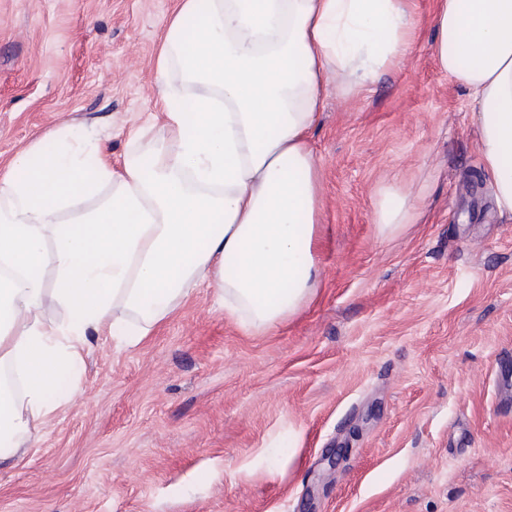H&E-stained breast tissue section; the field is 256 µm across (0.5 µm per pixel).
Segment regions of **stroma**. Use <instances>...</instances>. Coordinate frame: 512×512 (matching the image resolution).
Returning a JSON list of instances; mask_svg holds the SVG:
<instances>
[{
  "label": "stroma",
  "instance_id": "35a3bbf8",
  "mask_svg": "<svg viewBox=\"0 0 512 512\" xmlns=\"http://www.w3.org/2000/svg\"><path fill=\"white\" fill-rule=\"evenodd\" d=\"M177 4L0 0V171L60 128L132 152ZM438 6L413 0L412 52L365 92L326 80L314 300L249 333L203 286L137 346L94 338L79 396L0 459V512H512V214L432 51ZM384 184L417 206L388 237Z\"/></svg>",
  "mask_w": 512,
  "mask_h": 512
}]
</instances>
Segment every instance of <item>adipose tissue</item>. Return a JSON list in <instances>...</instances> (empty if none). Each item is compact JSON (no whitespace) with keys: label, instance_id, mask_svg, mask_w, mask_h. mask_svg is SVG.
<instances>
[{"label":"adipose tissue","instance_id":"obj_1","mask_svg":"<svg viewBox=\"0 0 512 512\" xmlns=\"http://www.w3.org/2000/svg\"><path fill=\"white\" fill-rule=\"evenodd\" d=\"M411 0H180L163 24L158 113L120 166L49 132L0 175V452L37 441L72 402L59 373L93 338L137 344L198 287L244 330L308 305L323 79L358 93L410 50ZM432 49L466 91L500 213L512 214V0H440ZM110 195H103V188ZM100 197L91 211L78 210ZM67 221H60V214ZM415 205L377 189L381 236ZM60 310L57 318L47 317Z\"/></svg>","mask_w":512,"mask_h":512}]
</instances>
